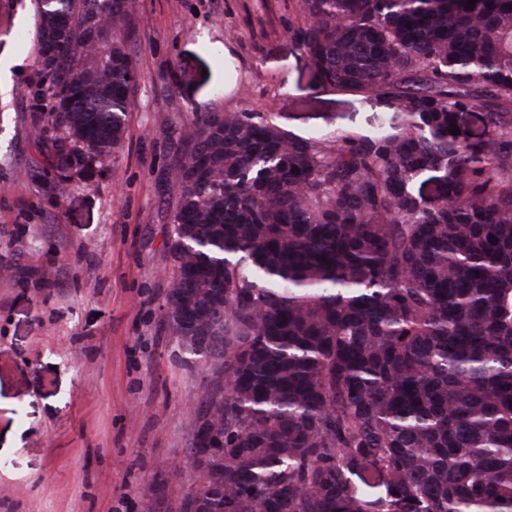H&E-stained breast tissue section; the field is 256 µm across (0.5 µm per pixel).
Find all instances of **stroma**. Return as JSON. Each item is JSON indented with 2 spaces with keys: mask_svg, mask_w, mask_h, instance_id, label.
<instances>
[{
  "mask_svg": "<svg viewBox=\"0 0 512 512\" xmlns=\"http://www.w3.org/2000/svg\"><path fill=\"white\" fill-rule=\"evenodd\" d=\"M300 0H137L140 79L122 149L46 194L30 90L34 0H0V512H174L194 480L209 381L162 326L168 170L196 112H273L325 138L375 127L361 92L319 86L291 36Z\"/></svg>",
  "mask_w": 512,
  "mask_h": 512,
  "instance_id": "stroma-1",
  "label": "stroma"
}]
</instances>
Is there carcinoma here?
I'll return each instance as SVG.
<instances>
[{
    "mask_svg": "<svg viewBox=\"0 0 512 512\" xmlns=\"http://www.w3.org/2000/svg\"><path fill=\"white\" fill-rule=\"evenodd\" d=\"M35 2L39 153L92 176L128 129L135 0ZM301 2L319 84L386 116L182 128L163 324L211 371L190 432L224 430L196 512H512V0ZM462 112L486 137L449 133Z\"/></svg>",
    "mask_w": 512,
    "mask_h": 512,
    "instance_id": "obj_1",
    "label": "carcinoma"
}]
</instances>
